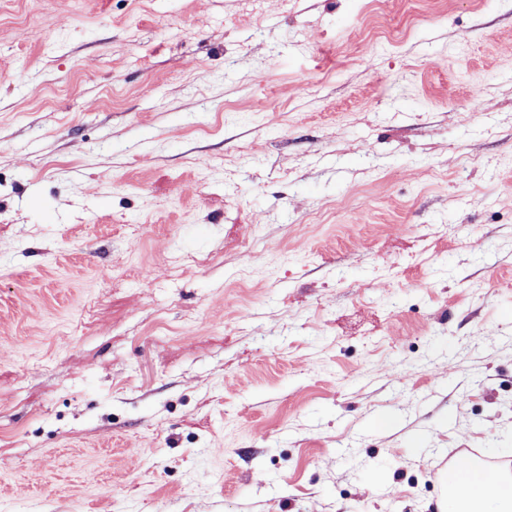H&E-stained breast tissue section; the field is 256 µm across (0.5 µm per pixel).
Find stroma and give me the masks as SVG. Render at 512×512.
<instances>
[{
  "label": "stroma",
  "mask_w": 512,
  "mask_h": 512,
  "mask_svg": "<svg viewBox=\"0 0 512 512\" xmlns=\"http://www.w3.org/2000/svg\"><path fill=\"white\" fill-rule=\"evenodd\" d=\"M461 449L512 0H0V512H437Z\"/></svg>",
  "instance_id": "obj_1"
}]
</instances>
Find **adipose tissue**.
Returning a JSON list of instances; mask_svg holds the SVG:
<instances>
[{
	"label": "adipose tissue",
	"mask_w": 512,
	"mask_h": 512,
	"mask_svg": "<svg viewBox=\"0 0 512 512\" xmlns=\"http://www.w3.org/2000/svg\"><path fill=\"white\" fill-rule=\"evenodd\" d=\"M438 512H512V478L491 475L475 463L451 469L443 478Z\"/></svg>",
	"instance_id": "1"
}]
</instances>
